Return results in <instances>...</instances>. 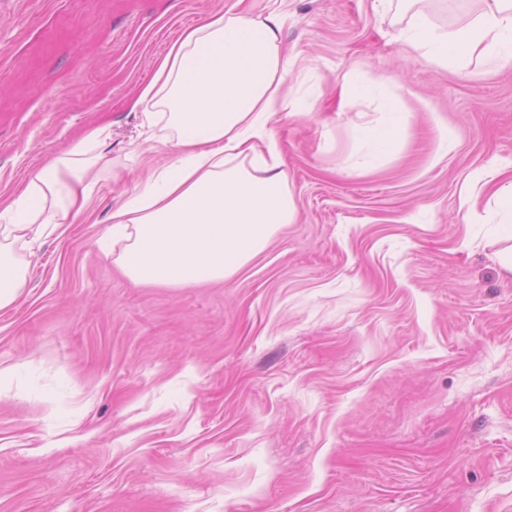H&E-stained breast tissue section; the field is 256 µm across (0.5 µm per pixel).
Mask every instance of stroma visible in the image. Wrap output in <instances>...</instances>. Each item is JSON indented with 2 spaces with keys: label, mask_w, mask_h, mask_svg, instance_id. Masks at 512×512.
Returning a JSON list of instances; mask_svg holds the SVG:
<instances>
[{
  "label": "stroma",
  "mask_w": 512,
  "mask_h": 512,
  "mask_svg": "<svg viewBox=\"0 0 512 512\" xmlns=\"http://www.w3.org/2000/svg\"><path fill=\"white\" fill-rule=\"evenodd\" d=\"M235 0H0V197L108 127L91 222L0 310V512H512V66L402 55V0H285L298 210L231 279L137 286L98 239L172 155L133 105ZM444 31L478 0H425ZM386 72L350 103L345 78ZM399 103L401 134L356 139ZM353 131L361 136L369 137L377 149L384 148L397 140L399 136L398 127L393 124L378 131H371L366 124L356 122Z\"/></svg>",
  "instance_id": "35a3bbf8"
}]
</instances>
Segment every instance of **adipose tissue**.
<instances>
[{
  "instance_id": "obj_1",
  "label": "adipose tissue",
  "mask_w": 512,
  "mask_h": 512,
  "mask_svg": "<svg viewBox=\"0 0 512 512\" xmlns=\"http://www.w3.org/2000/svg\"><path fill=\"white\" fill-rule=\"evenodd\" d=\"M277 9L245 7L187 30L160 62L138 105L163 123L173 159L111 214L124 248L117 263L138 284L224 281L261 253L296 205L271 119L304 102L287 97L292 63ZM430 63L501 66L512 62V0H482L477 19L446 33L422 13L398 36ZM98 127L38 168L25 189L0 203V310L27 283L28 260L44 238L63 237L92 200Z\"/></svg>"
}]
</instances>
